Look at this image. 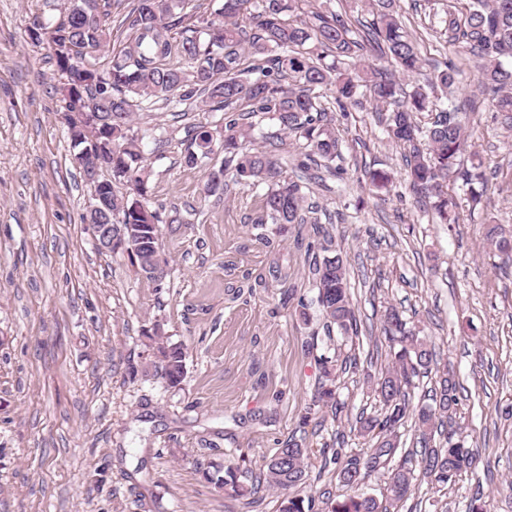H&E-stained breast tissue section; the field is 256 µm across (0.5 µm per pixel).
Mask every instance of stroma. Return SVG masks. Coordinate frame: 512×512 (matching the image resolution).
I'll return each instance as SVG.
<instances>
[{
  "label": "stroma",
  "instance_id": "stroma-1",
  "mask_svg": "<svg viewBox=\"0 0 512 512\" xmlns=\"http://www.w3.org/2000/svg\"><path fill=\"white\" fill-rule=\"evenodd\" d=\"M444 2L397 0L425 61L411 81L427 84L449 60L463 70L457 97L485 202L472 206L467 189L449 183L460 219L439 223L412 191L404 149L373 101L337 116L343 173L310 185L308 199L349 271L357 331L344 336L327 332L307 280L311 226L252 223L261 185L206 195L223 153L185 164L186 127L219 113L176 116L160 104L137 115L135 130L151 132L141 143L149 205L182 217L160 227L162 286L130 251H99L53 52L27 36L33 20L53 23L59 10L0 0V512H279L282 492L227 498L203 473L229 463L259 470L291 438L312 450L301 494L327 512L326 497L349 489L321 450L368 448L355 419L383 408L368 381L390 360L389 308L436 354L412 405L453 373L462 398L451 438L480 454L454 485L418 478L399 512H468L478 493L491 512H512V267L482 240L488 222L512 228V129L479 91L478 60L439 39ZM372 169L392 174L388 191L370 190ZM156 329L186 349L179 387L163 379ZM322 356L350 364L337 418L311 411Z\"/></svg>",
  "mask_w": 512,
  "mask_h": 512
}]
</instances>
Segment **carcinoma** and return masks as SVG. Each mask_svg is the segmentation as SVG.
I'll list each match as a JSON object with an SVG mask.
<instances>
[{"label": "carcinoma", "mask_w": 512, "mask_h": 512, "mask_svg": "<svg viewBox=\"0 0 512 512\" xmlns=\"http://www.w3.org/2000/svg\"><path fill=\"white\" fill-rule=\"evenodd\" d=\"M190 0H137L127 26L126 46L111 52L105 65L87 61L110 52L112 0H69V7L53 25L34 19L29 30L32 43L51 45L60 101L73 148H89L112 172L97 192L112 202V223L137 224L158 244L161 213L148 204V176L140 151V137L133 132L137 112L150 111L163 102L177 112L194 100L203 112H222L221 131L207 123L186 130L188 166L213 153L214 133L222 134L224 164L210 173L209 195L224 192V171L233 168L234 180L268 186L260 198L255 224H317L310 216L315 206L307 202L306 186L282 178L281 159L275 149L246 146L253 124L245 117L270 114L288 137L304 143L307 152L299 163L309 179L318 170L336 174L341 157L339 137L332 116L322 106L320 89L335 91L336 111L348 115L366 95L376 109L389 112L386 133L407 150L406 172L413 189L426 200L443 224L458 223V204L448 194L447 183L471 186L485 180L482 162L471 155L462 163L468 141L459 107L442 108L435 93L448 92L463 80V70L447 62L435 69L429 88L407 90L402 78L417 73L422 55L417 42L404 31L395 0H366L372 21L359 39L350 37L347 14L311 12L309 19L294 13L306 0H215L217 8L207 17L186 12ZM445 34L450 46L465 49L481 60L478 83L490 96L493 110L512 128V0H470L465 16L448 13ZM390 55L398 73L361 63L362 51ZM258 63L241 78V60ZM428 112L422 126L418 115ZM92 127L95 141L82 129ZM134 183L136 193L120 195L118 183ZM488 246L503 264L512 265V233L490 224ZM308 281L317 289V302L327 327L346 334L356 325L351 286L341 255L315 260L308 266ZM383 330L393 344L391 366L374 386L383 413L359 416L360 433L372 446L361 454H348L336 442L331 455L336 478L347 487L367 476L387 472V494L345 496L326 502L328 512H394L415 488V472L448 484L475 467L479 452L465 441L448 439V447L430 445L438 429L453 424L459 406L455 379L444 373L432 389L431 402L410 404L408 389L414 378L431 371L434 353L427 342L406 327L395 310L386 314ZM158 357L170 387L182 382L186 352L154 330ZM323 381L317 389L318 406L342 412L337 365L320 358ZM413 418L422 443L420 458L391 462L399 441L396 429ZM310 450L294 439L270 456L254 477L238 465L224 467V475L205 474L207 480L230 498L244 497L266 485L290 490L305 484ZM314 500L285 496L280 512H313Z\"/></svg>", "instance_id": "obj_1"}]
</instances>
